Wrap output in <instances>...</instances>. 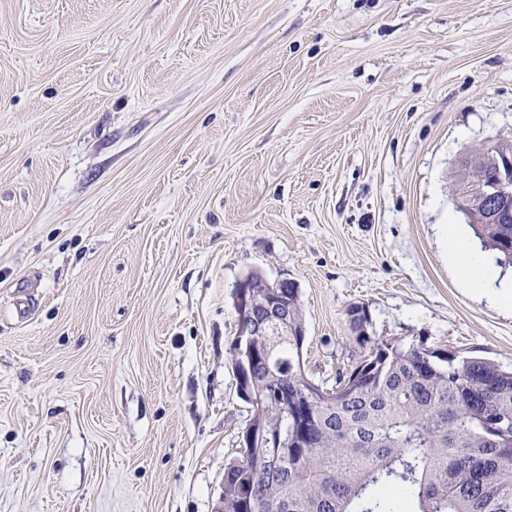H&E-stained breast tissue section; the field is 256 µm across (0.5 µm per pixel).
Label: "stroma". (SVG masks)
I'll list each match as a JSON object with an SVG mask.
<instances>
[{
	"mask_svg": "<svg viewBox=\"0 0 512 512\" xmlns=\"http://www.w3.org/2000/svg\"><path fill=\"white\" fill-rule=\"evenodd\" d=\"M512 140V0H0V512H217L252 271L303 369L373 339L512 366L463 288L464 149Z\"/></svg>",
	"mask_w": 512,
	"mask_h": 512,
	"instance_id": "stroma-1",
	"label": "stroma"
}]
</instances>
